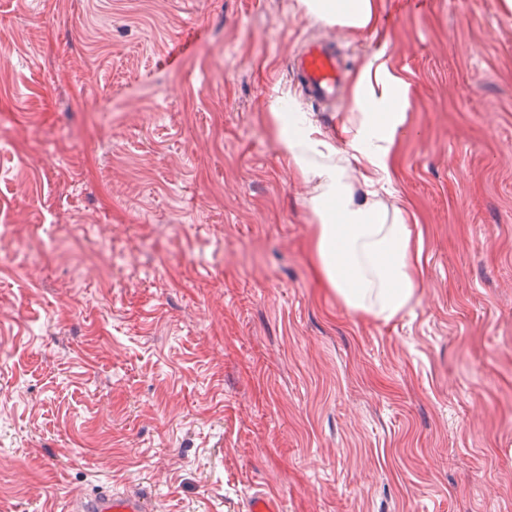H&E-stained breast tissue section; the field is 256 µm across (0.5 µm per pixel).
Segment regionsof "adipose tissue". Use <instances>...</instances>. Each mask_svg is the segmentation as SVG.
<instances>
[{"mask_svg": "<svg viewBox=\"0 0 512 512\" xmlns=\"http://www.w3.org/2000/svg\"><path fill=\"white\" fill-rule=\"evenodd\" d=\"M306 15L353 32L372 29L377 0H301ZM398 80L371 59L336 140L324 138L280 99L269 105L283 150L311 186L313 249L320 278L350 311L390 322L421 302L422 240L405 206L382 196L404 116L394 109Z\"/></svg>", "mask_w": 512, "mask_h": 512, "instance_id": "adipose-tissue-1", "label": "adipose tissue"}]
</instances>
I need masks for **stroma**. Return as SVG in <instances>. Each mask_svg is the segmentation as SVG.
Returning a JSON list of instances; mask_svg holds the SVG:
<instances>
[{
  "label": "stroma",
  "mask_w": 512,
  "mask_h": 512,
  "mask_svg": "<svg viewBox=\"0 0 512 512\" xmlns=\"http://www.w3.org/2000/svg\"><path fill=\"white\" fill-rule=\"evenodd\" d=\"M384 55L390 190L422 301L382 322L315 275L310 187L268 113L328 137L300 45ZM98 486L155 512H512V8L0 0V512ZM306 15L345 27L352 32L371 30L377 0H301Z\"/></svg>",
  "instance_id": "35a3bbf8"
}]
</instances>
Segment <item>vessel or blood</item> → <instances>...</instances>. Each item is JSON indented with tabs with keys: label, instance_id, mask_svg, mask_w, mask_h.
<instances>
[{
	"label": "vessel or blood",
	"instance_id": "1",
	"mask_svg": "<svg viewBox=\"0 0 512 512\" xmlns=\"http://www.w3.org/2000/svg\"><path fill=\"white\" fill-rule=\"evenodd\" d=\"M293 70L306 100L322 111H335L349 72L341 60L338 40L302 45ZM78 509L79 512H151V505L135 493L107 488L85 495Z\"/></svg>",
	"mask_w": 512,
	"mask_h": 512
}]
</instances>
